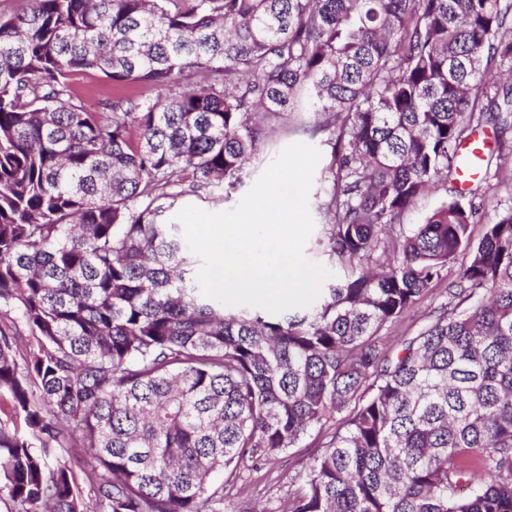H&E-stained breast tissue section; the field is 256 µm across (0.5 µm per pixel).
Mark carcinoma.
I'll return each instance as SVG.
<instances>
[{"instance_id":"carcinoma-1","label":"carcinoma","mask_w":512,"mask_h":512,"mask_svg":"<svg viewBox=\"0 0 512 512\" xmlns=\"http://www.w3.org/2000/svg\"><path fill=\"white\" fill-rule=\"evenodd\" d=\"M89 71L112 82L102 114L69 82ZM303 112L330 132L313 205L344 274L307 309H226L163 216L187 186L242 185ZM510 115L512 0H27L0 16V503L512 512V206L476 241L461 194L395 223ZM461 252L448 302L392 346ZM312 431L306 473L269 506L235 492ZM65 443L80 452L62 461Z\"/></svg>"}]
</instances>
